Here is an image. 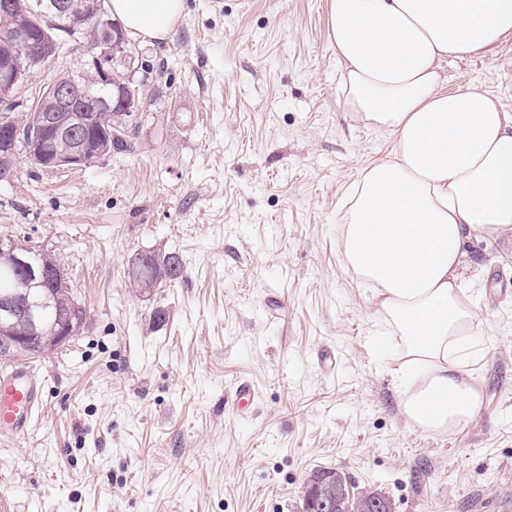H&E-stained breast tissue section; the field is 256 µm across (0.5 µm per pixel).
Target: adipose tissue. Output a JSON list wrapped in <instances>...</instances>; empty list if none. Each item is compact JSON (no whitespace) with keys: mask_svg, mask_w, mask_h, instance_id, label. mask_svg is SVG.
<instances>
[{"mask_svg":"<svg viewBox=\"0 0 512 512\" xmlns=\"http://www.w3.org/2000/svg\"><path fill=\"white\" fill-rule=\"evenodd\" d=\"M110 7L135 37L163 41L185 0ZM327 34L348 109L391 139L348 188L344 261L402 339L407 420L449 430L481 407L466 369L480 343L466 245L512 241V113L481 84L446 90L442 64L485 58L512 36V0H327Z\"/></svg>","mask_w":512,"mask_h":512,"instance_id":"adipose-tissue-1","label":"adipose tissue"}]
</instances>
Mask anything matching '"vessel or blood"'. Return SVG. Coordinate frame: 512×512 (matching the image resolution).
<instances>
[{
	"label": "vessel or blood",
	"instance_id": "b4317fda",
	"mask_svg": "<svg viewBox=\"0 0 512 512\" xmlns=\"http://www.w3.org/2000/svg\"><path fill=\"white\" fill-rule=\"evenodd\" d=\"M43 412V384L31 369L0 374V436L26 434Z\"/></svg>",
	"mask_w": 512,
	"mask_h": 512
}]
</instances>
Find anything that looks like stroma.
Wrapping results in <instances>:
<instances>
[{
	"instance_id": "stroma-1",
	"label": "stroma",
	"mask_w": 512,
	"mask_h": 512,
	"mask_svg": "<svg viewBox=\"0 0 512 512\" xmlns=\"http://www.w3.org/2000/svg\"><path fill=\"white\" fill-rule=\"evenodd\" d=\"M222 2L186 0L166 41L135 40L153 77L140 150L76 169L21 155L0 181V234L50 253L87 312L30 362L46 409L0 439V512H298L322 467L393 512H512V242L467 244L480 411L411 425L401 354L375 351L383 326L339 237L347 187L390 139L344 104L325 0ZM443 75L512 113V39ZM148 252L180 256L182 276L130 288Z\"/></svg>"
}]
</instances>
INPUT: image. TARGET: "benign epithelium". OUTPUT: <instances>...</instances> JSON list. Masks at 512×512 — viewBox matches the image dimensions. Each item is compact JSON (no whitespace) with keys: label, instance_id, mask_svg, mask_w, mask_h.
Wrapping results in <instances>:
<instances>
[{"label":"benign epithelium","instance_id":"obj_1","mask_svg":"<svg viewBox=\"0 0 512 512\" xmlns=\"http://www.w3.org/2000/svg\"><path fill=\"white\" fill-rule=\"evenodd\" d=\"M65 12L66 5L63 0H38L39 19L49 26L58 25L57 19ZM91 18L96 23V35L88 54V63L98 69L106 85L115 81L116 67L123 66L126 69L123 90L119 91L116 101L112 102L86 91L79 95L74 94L73 89L78 87L74 81L67 86L57 84L52 88L58 111L52 130L48 132L38 125L30 132H23L9 124L7 111L26 106V102L17 96L18 88L28 82L34 72L48 68L50 63L38 52L29 61L5 65L0 68V109L3 110L0 114V149L3 150L0 154L1 163L6 165L12 162L15 145L22 141L25 143L28 160L41 168L86 166L109 154V151L105 144L97 141L91 133L80 138H71V113L76 110L110 108L114 105L130 111L140 109L133 96V86L140 83L137 77L139 67L133 65L135 58L126 49L116 46L112 25L110 20L103 17L101 8H96ZM56 140L68 142L69 148L61 155L50 157L46 155L44 146ZM31 250L33 247L30 245L21 244L9 235H0V255L10 256L12 264L27 269L23 287L35 288L43 285L50 290L70 288L69 278L60 266L54 265L48 269L29 267L26 255ZM41 306L42 303L30 300L27 294L6 293L0 296V315L6 319L22 318L27 324V332L23 336L8 341V345L15 351L32 355L37 349V324Z\"/></svg>","mask_w":512,"mask_h":512}]
</instances>
